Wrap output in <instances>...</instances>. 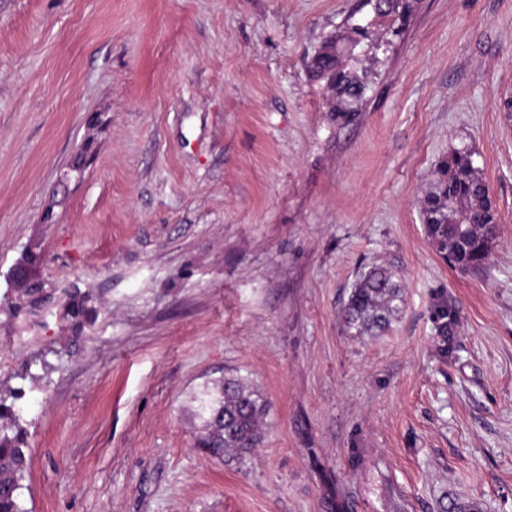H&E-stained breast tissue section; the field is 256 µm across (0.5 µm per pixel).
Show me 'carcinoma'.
I'll return each mask as SVG.
<instances>
[{"label": "carcinoma", "mask_w": 512, "mask_h": 512, "mask_svg": "<svg viewBox=\"0 0 512 512\" xmlns=\"http://www.w3.org/2000/svg\"><path fill=\"white\" fill-rule=\"evenodd\" d=\"M379 14L403 27L413 11L414 0H369ZM353 38L336 34L323 44L325 53L312 59L311 76L325 80L333 92L331 111L338 121H347L358 111V91L366 85L364 77L352 71ZM94 141L87 140L69 166V173L83 171L93 153ZM427 235L442 258L453 257L451 267L461 273L488 267L496 238L498 212L489 187L481 176L477 154L466 144L454 148L436 169L431 187L422 200ZM40 255L23 251L14 267L24 276L18 284L24 304L14 314H33L57 301V290L47 288L37 277ZM88 297L69 294L63 304L75 327L92 314ZM404 302L402 286L392 270L373 265L362 272L341 309L344 326L358 336H376L385 331ZM204 418L196 438L201 448L222 457L229 451L243 456L261 441L258 420L263 411L259 396L239 379L226 378L217 394L201 401ZM20 410L0 399V512H27L20 490L28 468L25 431Z\"/></svg>", "instance_id": "cac0c4a2"}]
</instances>
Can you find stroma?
Instances as JSON below:
<instances>
[{
  "mask_svg": "<svg viewBox=\"0 0 512 512\" xmlns=\"http://www.w3.org/2000/svg\"><path fill=\"white\" fill-rule=\"evenodd\" d=\"M361 0H0V297L21 252L95 317L0 307L27 512H512V0H416L349 66L338 124L309 72ZM84 174L64 179L86 140ZM500 214L463 275L421 198L459 143ZM383 336L339 310L369 266ZM456 321L440 330L439 305ZM264 402L245 457L197 447L224 378ZM400 283L385 265H373L362 272L341 309L347 331L357 336H377L390 325L403 304ZM68 297L67 301L63 304L65 314L72 320L75 327L79 328L83 325L82 320L88 319L92 314V309L87 306L88 297L85 295H78L77 293H69L63 291Z\"/></svg>",
  "mask_w": 512,
  "mask_h": 512,
  "instance_id": "obj_1",
  "label": "stroma"
}]
</instances>
